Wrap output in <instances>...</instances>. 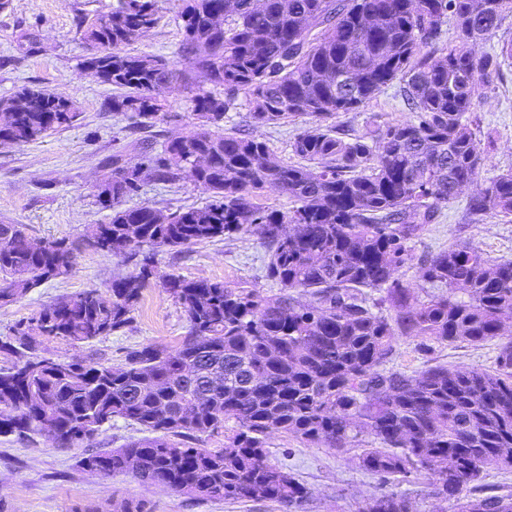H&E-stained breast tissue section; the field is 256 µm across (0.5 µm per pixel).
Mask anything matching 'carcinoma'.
<instances>
[{
  "label": "carcinoma",
  "mask_w": 512,
  "mask_h": 512,
  "mask_svg": "<svg viewBox=\"0 0 512 512\" xmlns=\"http://www.w3.org/2000/svg\"><path fill=\"white\" fill-rule=\"evenodd\" d=\"M510 14L512 0H181L179 53L196 58L211 85L192 97L201 128L139 165L112 154V172L95 195L112 215L90 227L88 243L104 255L135 256L145 245L255 233L280 292L267 299L171 275L164 288L187 315V336L173 350H134L121 367L79 357L63 369L44 367L36 337L16 329L18 344L0 343L13 359L0 369V434L35 432L50 409L62 442L74 446L124 419L150 435L87 451L84 471H129L177 493L272 501L289 512L309 491L268 461L267 434L342 449L365 432L373 444L360 457L365 471L383 479L425 471L451 512H512V493L480 483L488 468L512 469V337L493 372L385 369L400 338L478 347L504 338L502 323L512 319V260L494 263L466 241L419 258L411 246L488 161L491 141L477 138L472 114L512 59V39L493 53L475 46L499 35ZM448 18L454 32L443 48ZM158 22L156 0H116L84 30L85 41L102 47L87 64L120 90L112 111L132 113L145 128L174 74L164 58L120 47ZM396 79L409 120L363 134L323 124L359 111ZM241 90L255 127L320 121L290 144L301 163L274 161L268 143L248 132L210 130ZM77 116L69 96L24 88L0 98V141L30 144ZM181 179L213 200L166 215L121 207L147 180ZM272 185L291 209L257 202ZM493 215H512V170L467 202L469 221ZM73 263L65 241L45 240L35 251L25 225L0 224L1 302ZM414 263L433 292L412 304L399 272ZM150 275L145 254L139 272L113 280L109 294L56 299L40 312L43 336L80 346L121 330ZM296 290L312 300L301 302ZM230 422L224 447L191 445ZM358 512L413 510L392 492Z\"/></svg>",
  "instance_id": "carcinoma-1"
}]
</instances>
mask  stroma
<instances>
[{"label": "stroma", "mask_w": 512, "mask_h": 512, "mask_svg": "<svg viewBox=\"0 0 512 512\" xmlns=\"http://www.w3.org/2000/svg\"><path fill=\"white\" fill-rule=\"evenodd\" d=\"M113 0H10L0 11V98L24 88L62 93L74 98L80 112L68 128L37 142L17 146L0 144V223L23 224L37 241L62 239L72 247L75 260L68 273L41 283L26 295L0 303V341L12 340L18 324L30 323L41 309L61 295L85 290L106 291L113 279L137 270L126 254L102 255L85 240L88 225L108 222L109 211L99 209L94 194L107 177L104 166L113 152L140 162L145 149L160 151L170 137L196 129L191 98L206 83L194 58L179 55L182 34L177 20L179 0H156L159 25L127 50L166 58L179 74L175 88L163 95V110L153 127L138 128L135 117L110 108L113 90L83 65L93 49L83 38L84 21L111 6ZM249 97L238 93L235 106L224 115L225 129L254 130L266 140L277 159L292 161L289 143L314 120L302 117L279 126L252 129ZM481 136L491 137L494 148L480 180L512 169V62L504 64L497 81L476 109ZM399 84H392L360 111L341 113L335 123L357 133L378 124L408 120ZM468 192L442 206L437 223L428 225L412 243L420 256L455 241H467L494 260L512 259V216H488L472 223L465 217ZM209 191L183 180L176 184L148 182L127 206L152 205L164 212L181 206H202ZM154 275L143 289L129 323L113 335L83 347L62 339H46L41 352L58 360L81 357L112 365L123 363L129 351L145 345L171 350L189 328L179 302L162 286L174 274L188 280H210L229 288H247L263 297L278 295V285L264 269L266 249L258 235L181 247H153ZM498 342L480 347L467 344L420 346L401 339L391 362L393 368L412 372L430 365L493 369ZM139 426L122 419L104 425L89 444L64 447L41 435L20 440L0 435V512H113L115 506L140 502L145 512H282L278 504L259 500L213 501L148 486L129 474L95 476L79 461L87 448H118L142 437ZM340 451L308 445L280 431L265 439L269 460L292 473L310 490L301 512H357L375 495L405 494L414 512H448V505L433 493V480L421 472L408 480H382L366 472L359 455L367 447Z\"/></svg>", "instance_id": "stroma-1"}]
</instances>
